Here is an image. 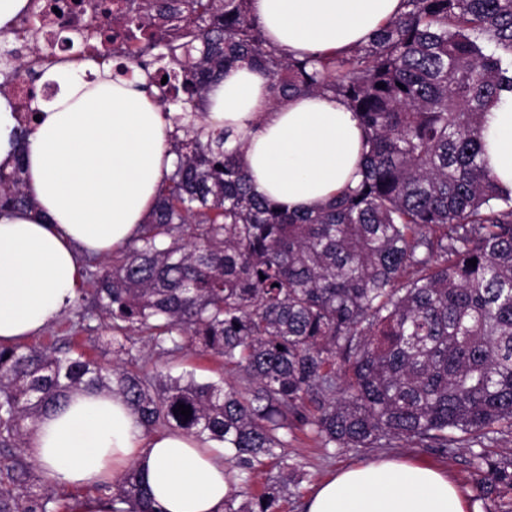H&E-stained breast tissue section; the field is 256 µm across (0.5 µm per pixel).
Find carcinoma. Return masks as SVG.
<instances>
[{"instance_id":"obj_1","label":"carcinoma","mask_w":512,"mask_h":512,"mask_svg":"<svg viewBox=\"0 0 512 512\" xmlns=\"http://www.w3.org/2000/svg\"><path fill=\"white\" fill-rule=\"evenodd\" d=\"M250 2L103 5L140 41L128 62L157 89L176 161L131 241L92 278L97 341L128 352L146 336L160 355H212L241 383L105 366L68 338L0 345V512L68 510L15 449L76 390L123 396L147 433L224 445L239 486L224 512H279L298 480L280 452L297 426L325 448L404 440L446 453L465 442L478 495L512 491V458L485 450L492 428L512 432V192L481 140L490 108L512 93V0H401L366 43L327 57L270 45ZM242 62L269 76L275 104L321 92L347 102L364 131L355 187L290 211L255 191L225 129L170 113ZM40 75L0 55V93ZM34 207L21 157L0 164V212ZM180 404L189 419L174 414ZM268 461L278 475L249 494ZM98 490L112 512H156L132 468Z\"/></svg>"}]
</instances>
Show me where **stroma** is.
<instances>
[{"label": "stroma", "mask_w": 512, "mask_h": 512, "mask_svg": "<svg viewBox=\"0 0 512 512\" xmlns=\"http://www.w3.org/2000/svg\"><path fill=\"white\" fill-rule=\"evenodd\" d=\"M74 318V310H67L39 335L33 337V344L51 345L67 337L75 349L87 356L99 361H112V353L103 352L97 347L93 333L71 334L70 327ZM132 355L137 367L149 372L157 368L174 376L190 372L200 381L221 378L233 382L237 379L236 373L225 369L220 360L193 352L186 351L172 358L162 357L143 341L137 343ZM284 456L288 463L297 466L301 479L296 485L290 486L281 512H304L305 501L322 480L340 469L382 457H391L410 464L431 465L448 473L466 498L470 512H512V491L485 498L478 497L474 487V470L469 463L470 450L463 442L445 454L397 440L383 448H336L328 453L308 428L300 427L295 429L290 438Z\"/></svg>", "instance_id": "35a3bbf8"}]
</instances>
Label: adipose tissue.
<instances>
[{
  "label": "adipose tissue",
  "mask_w": 512,
  "mask_h": 512,
  "mask_svg": "<svg viewBox=\"0 0 512 512\" xmlns=\"http://www.w3.org/2000/svg\"><path fill=\"white\" fill-rule=\"evenodd\" d=\"M267 41L319 56L365 42L400 0H251ZM43 82L55 95L33 103L41 119L19 141L14 100L0 94V163L23 155L36 205L0 214V344L39 334L74 303L81 259L133 237L173 168L168 124L141 82L111 69L65 64ZM204 110L244 145L256 191L292 211L327 206L361 168L363 130L345 101L309 94L271 101L265 73L239 64L208 90ZM488 168L512 190V93L482 128ZM28 453L52 487H94L135 466L157 512H223L224 455L179 430L145 435L126 401L76 391L35 420ZM306 512H467L437 470L381 460L322 482Z\"/></svg>",
  "instance_id": "1"
}]
</instances>
